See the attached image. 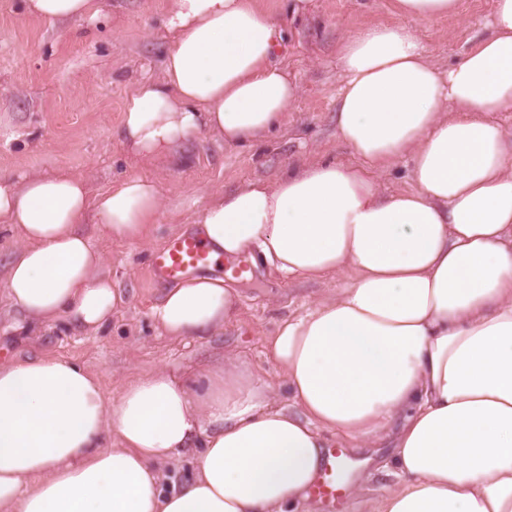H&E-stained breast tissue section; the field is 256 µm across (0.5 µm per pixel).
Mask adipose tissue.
<instances>
[{
  "label": "adipose tissue",
  "instance_id": "adipose-tissue-1",
  "mask_svg": "<svg viewBox=\"0 0 512 512\" xmlns=\"http://www.w3.org/2000/svg\"><path fill=\"white\" fill-rule=\"evenodd\" d=\"M400 25L339 46L336 134L357 161H321L276 182L210 196L197 225L212 258L248 256L282 277L353 275L280 321L268 349L286 403L233 362L194 382L156 370L108 397L81 364L0 362V512H314L326 449L385 443L399 479L376 512H512V0L494 32L448 71L417 22L459 0H394ZM35 20L94 21L97 0H26ZM286 30L257 0H170L163 73L128 97L120 136L146 162L204 132L265 139L299 87L272 64ZM407 160L412 189L377 177ZM157 182L132 175L90 196L80 177L0 174L4 278L19 322L99 330L119 296L79 226L138 242L161 213ZM218 276L165 291L152 319L200 336L237 313ZM194 452L164 490L160 465Z\"/></svg>",
  "mask_w": 512,
  "mask_h": 512
}]
</instances>
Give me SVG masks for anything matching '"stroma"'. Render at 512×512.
Returning a JSON list of instances; mask_svg holds the SVG:
<instances>
[{"mask_svg":"<svg viewBox=\"0 0 512 512\" xmlns=\"http://www.w3.org/2000/svg\"><path fill=\"white\" fill-rule=\"evenodd\" d=\"M91 25L29 18L24 0H0V172L15 176L68 173L87 179L91 195L130 174L155 179L163 210L143 241L109 238L86 218L81 230L102 254L103 271L120 301L110 324L95 333L63 325L16 332L0 289V362L61 357L93 374L108 395L133 376L163 369L188 379L222 365L225 356L283 391L281 367L266 350L278 322L303 314L335 278L288 280L271 269H251L236 280L238 313L224 329L198 338H173L150 312L165 285L148 273L150 257L170 237L194 229L211 194L247 181L275 182L287 169L322 158L355 162L353 150L336 135L341 82L340 42L368 24H394L393 0H307L288 16V38L274 60L298 82L300 93L267 141L238 148L203 134L185 142L167 160L139 161L120 137L125 100L136 83L160 75L167 42L163 36L169 0H100ZM494 0H459L455 14L416 23L427 57L439 68L456 65L492 32ZM350 457L372 458L374 476L360 492H346L336 512H368L396 482L385 448H352Z\"/></svg>","mask_w":512,"mask_h":512,"instance_id":"35a3bbf8","label":"stroma"}]
</instances>
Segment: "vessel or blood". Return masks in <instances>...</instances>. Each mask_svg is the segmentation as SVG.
<instances>
[{
    "label": "vessel or blood",
    "mask_w": 512,
    "mask_h": 512,
    "mask_svg": "<svg viewBox=\"0 0 512 512\" xmlns=\"http://www.w3.org/2000/svg\"><path fill=\"white\" fill-rule=\"evenodd\" d=\"M212 263L208 249L198 236L180 235L154 252L150 272L154 281L172 283ZM352 477L353 467L345 450L327 449L321 472L311 491L321 500L335 502L339 494L346 490Z\"/></svg>",
    "instance_id": "1"
}]
</instances>
